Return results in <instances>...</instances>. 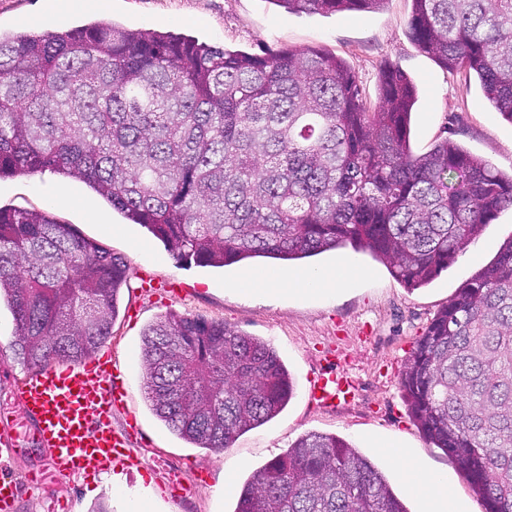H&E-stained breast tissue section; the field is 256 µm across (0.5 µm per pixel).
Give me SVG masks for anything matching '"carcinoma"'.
<instances>
[{
    "instance_id": "obj_1",
    "label": "carcinoma",
    "mask_w": 512,
    "mask_h": 512,
    "mask_svg": "<svg viewBox=\"0 0 512 512\" xmlns=\"http://www.w3.org/2000/svg\"><path fill=\"white\" fill-rule=\"evenodd\" d=\"M290 13L385 0H274ZM409 34L474 74L512 122V0H412ZM364 100L322 50L229 51L109 18L0 35V179L56 173L161 240L223 268L351 246L407 286L432 282L512 208V174L444 139L411 148L413 82L387 67ZM128 266L44 211L0 207V302L23 367L76 363L112 334ZM145 394L167 426L221 450L276 416L292 382L265 341L202 316L144 333ZM401 385L414 419L467 472L485 512H512V237L417 342ZM235 512H408L334 435L307 434L240 488Z\"/></svg>"
}]
</instances>
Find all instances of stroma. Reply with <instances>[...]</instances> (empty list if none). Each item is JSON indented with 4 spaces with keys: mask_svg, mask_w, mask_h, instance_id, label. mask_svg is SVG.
<instances>
[{
    "mask_svg": "<svg viewBox=\"0 0 512 512\" xmlns=\"http://www.w3.org/2000/svg\"><path fill=\"white\" fill-rule=\"evenodd\" d=\"M72 0H0V34L15 30L20 18L67 24L107 16L127 28L190 35L227 50L274 55L287 49H319L342 58L355 74L368 103L380 97L383 68L403 71L417 87L411 145L428 151L450 139L484 158L495 169L512 171V122L495 112L477 80L449 72L418 48L409 35L412 0H386L376 10L336 14H295L273 0H105L100 9H78ZM0 207L50 211L60 222L94 239L129 268L120 313L109 342L117 366L128 382L130 397L113 425L127 414L139 422L132 448L143 459L140 473L126 478L127 487L158 485L178 473L188 495L178 502L153 498L143 512H234L236 497L223 493L227 479L243 483L253 472L302 435L314 431L336 435L372 459L397 491L405 486L385 447L410 449L424 469L443 473L461 512H485L466 473L454 458L437 448L412 417L401 374L416 342L437 314L481 267L491 262L512 237V209L503 211L430 285L406 288L370 253L344 249L306 259L309 267L339 265L354 275L342 288L320 295L282 289L246 296L233 288L243 276L238 266L223 269L176 262L159 240L128 223L88 188L45 172L0 180ZM151 275L176 283L175 292L149 296L140 279ZM176 312L223 321L262 338L278 351L294 382L287 407L271 421L240 435L232 447L207 450L186 443L153 413L144 396L141 351L144 330L161 315ZM13 318L0 304V416L19 434V455L5 469L19 482L42 464L45 450L27 432L16 380L22 367L11 354ZM347 377L354 396L333 408L308 395L311 380L328 366ZM211 471L200 483V469ZM127 512L125 501L101 486L98 478L62 479L42 475L34 491H23L16 512Z\"/></svg>",
    "mask_w": 512,
    "mask_h": 512,
    "instance_id": "1",
    "label": "stroma"
}]
</instances>
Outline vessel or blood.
<instances>
[{
	"mask_svg": "<svg viewBox=\"0 0 512 512\" xmlns=\"http://www.w3.org/2000/svg\"><path fill=\"white\" fill-rule=\"evenodd\" d=\"M18 393L33 439L47 450L46 467L58 476L139 469L129 428L112 424V412L125 405L129 390L111 352H96L66 367L24 369ZM351 394L350 381L338 375L318 378L308 389L310 399L323 406ZM20 488L11 476H0V512H13Z\"/></svg>",
	"mask_w": 512,
	"mask_h": 512,
	"instance_id": "obj_1",
	"label": "vessel or blood"
}]
</instances>
